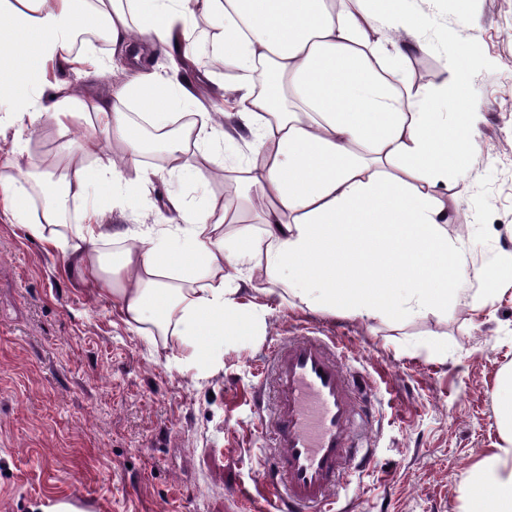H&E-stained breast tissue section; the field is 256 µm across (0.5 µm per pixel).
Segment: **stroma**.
I'll return each instance as SVG.
<instances>
[{"label":"stroma","instance_id":"35a3bbf8","mask_svg":"<svg viewBox=\"0 0 512 512\" xmlns=\"http://www.w3.org/2000/svg\"><path fill=\"white\" fill-rule=\"evenodd\" d=\"M428 16L425 50L404 67L433 93L445 57L465 63L483 114L478 147L448 192L462 199L468 261L512 252V0H409ZM468 99V100H471ZM448 100V118L467 108ZM87 130L50 118L28 160L56 166L59 146ZM155 192L192 207L239 196L237 179H157ZM332 336L379 398L359 433L374 462L352 482L351 512H461L470 467L498 440L495 385L512 365V275L481 310L371 323L304 305H274L260 325L224 340V367L206 379L177 371L16 226L0 223V512H38L76 496L91 512H259L265 463L251 387L267 353L292 336Z\"/></svg>","mask_w":512,"mask_h":512}]
</instances>
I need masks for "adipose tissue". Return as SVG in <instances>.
I'll list each match as a JSON object with an SVG mask.
<instances>
[{"label":"adipose tissue","mask_w":512,"mask_h":512,"mask_svg":"<svg viewBox=\"0 0 512 512\" xmlns=\"http://www.w3.org/2000/svg\"><path fill=\"white\" fill-rule=\"evenodd\" d=\"M201 20L209 62L198 76L236 71L233 111L205 108L181 61L149 64ZM427 25L383 0H0V140L14 146L0 166V220L58 251L173 367L203 376L222 369L225 337L273 301L366 321L437 316L457 301L482 309L512 253L469 266L446 229L448 166L476 147L480 114L449 123L447 90L422 93L406 74ZM101 43L135 70L112 98L54 84L63 70L104 74ZM178 111L194 120L170 141ZM45 117L89 129L61 145L53 170L23 162ZM147 127L165 141L163 170L142 164ZM101 134L121 152L88 163ZM191 150L198 177L243 173L260 232L238 223L233 201L190 209L173 194L162 223H102L159 173H183ZM88 197L80 223H65L69 203ZM496 391L499 440L467 475L464 512H512V366Z\"/></svg>","instance_id":"adipose-tissue-1"}]
</instances>
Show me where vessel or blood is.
<instances>
[{
	"mask_svg": "<svg viewBox=\"0 0 512 512\" xmlns=\"http://www.w3.org/2000/svg\"><path fill=\"white\" fill-rule=\"evenodd\" d=\"M255 393L272 458L261 485L273 512H334L350 477L372 464L355 427L364 389L334 337L275 345Z\"/></svg>",
	"mask_w": 512,
	"mask_h": 512,
	"instance_id": "vessel-or-blood-1",
	"label": "vessel or blood"
}]
</instances>
